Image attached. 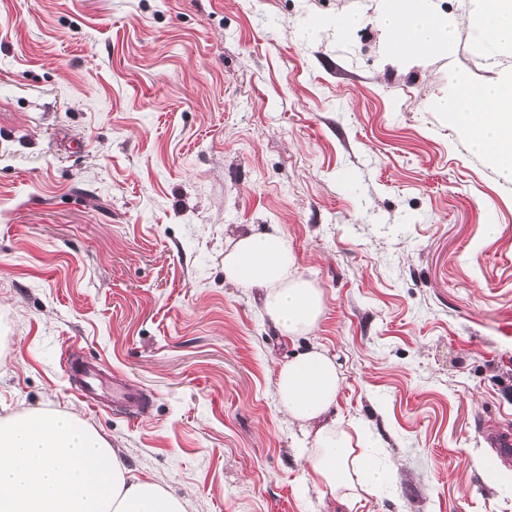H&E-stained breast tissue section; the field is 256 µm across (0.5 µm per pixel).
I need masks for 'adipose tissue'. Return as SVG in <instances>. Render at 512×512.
<instances>
[{"label": "adipose tissue", "mask_w": 512, "mask_h": 512, "mask_svg": "<svg viewBox=\"0 0 512 512\" xmlns=\"http://www.w3.org/2000/svg\"><path fill=\"white\" fill-rule=\"evenodd\" d=\"M469 33L480 45L512 51V0H469ZM389 58L402 63L448 55L455 27L439 0H377ZM434 111L489 157L512 182V70L475 84L452 74L431 103ZM224 277L261 289L265 316L282 337L314 331L324 296L297 271L288 238L278 229L245 231L224 254ZM342 387L335 361L319 346L281 364L274 393L290 423L311 435L305 477L332 497L354 500L382 485L386 472L369 442L338 422L333 409ZM0 512H192L189 499L131 475L111 443L76 413L44 408L0 417Z\"/></svg>", "instance_id": "adipose-tissue-1"}]
</instances>
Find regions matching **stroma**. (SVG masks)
<instances>
[{"label": "stroma", "instance_id": "obj_1", "mask_svg": "<svg viewBox=\"0 0 512 512\" xmlns=\"http://www.w3.org/2000/svg\"><path fill=\"white\" fill-rule=\"evenodd\" d=\"M441 7L451 58L408 66L375 0H0V416L74 411L193 512H512L478 465L512 434V182L430 107L512 56ZM274 227L324 295L293 342L224 280ZM311 344L391 475L358 500L306 482L276 402Z\"/></svg>", "mask_w": 512, "mask_h": 512}]
</instances>
